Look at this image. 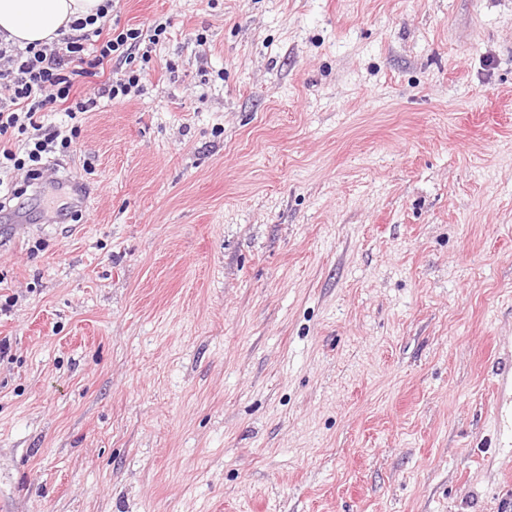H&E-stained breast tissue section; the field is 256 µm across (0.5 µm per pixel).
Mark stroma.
Masks as SVG:
<instances>
[{
  "instance_id": "35a3bbf8",
  "label": "stroma",
  "mask_w": 512,
  "mask_h": 512,
  "mask_svg": "<svg viewBox=\"0 0 512 512\" xmlns=\"http://www.w3.org/2000/svg\"><path fill=\"white\" fill-rule=\"evenodd\" d=\"M117 11L142 94L0 211V512H512V0ZM504 356L502 368L499 369L495 381L496 413L498 428L507 429L512 435V344L510 349H499ZM510 418V421H509Z\"/></svg>"
}]
</instances>
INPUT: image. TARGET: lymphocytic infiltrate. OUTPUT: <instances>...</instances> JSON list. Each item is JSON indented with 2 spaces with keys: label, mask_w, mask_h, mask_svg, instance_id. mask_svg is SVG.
<instances>
[{
  "label": "lymphocytic infiltrate",
  "mask_w": 512,
  "mask_h": 512,
  "mask_svg": "<svg viewBox=\"0 0 512 512\" xmlns=\"http://www.w3.org/2000/svg\"><path fill=\"white\" fill-rule=\"evenodd\" d=\"M166 32L163 23L117 29L110 12L102 10L74 21L70 33L49 45L21 48L0 40V140L17 133L25 137L22 150L0 147V210L25 192L14 173L40 179L47 155L71 151L72 136L46 123L47 113L62 112L73 120L96 110L100 101L141 95L145 66ZM115 59L124 69L99 82L103 64Z\"/></svg>",
  "instance_id": "f902f5d3"
}]
</instances>
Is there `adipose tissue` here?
Wrapping results in <instances>:
<instances>
[{
    "mask_svg": "<svg viewBox=\"0 0 512 512\" xmlns=\"http://www.w3.org/2000/svg\"><path fill=\"white\" fill-rule=\"evenodd\" d=\"M106 0H0V32L24 47L49 44L77 19L96 15Z\"/></svg>",
    "mask_w": 512,
    "mask_h": 512,
    "instance_id": "obj_1",
    "label": "adipose tissue"
}]
</instances>
